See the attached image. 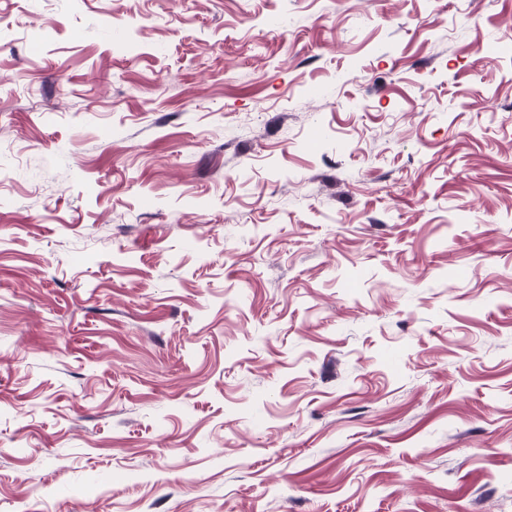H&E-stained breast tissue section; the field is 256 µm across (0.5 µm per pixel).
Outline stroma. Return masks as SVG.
<instances>
[{
    "mask_svg": "<svg viewBox=\"0 0 512 512\" xmlns=\"http://www.w3.org/2000/svg\"><path fill=\"white\" fill-rule=\"evenodd\" d=\"M0 512H512V0H0Z\"/></svg>",
    "mask_w": 512,
    "mask_h": 512,
    "instance_id": "obj_1",
    "label": "stroma"
}]
</instances>
